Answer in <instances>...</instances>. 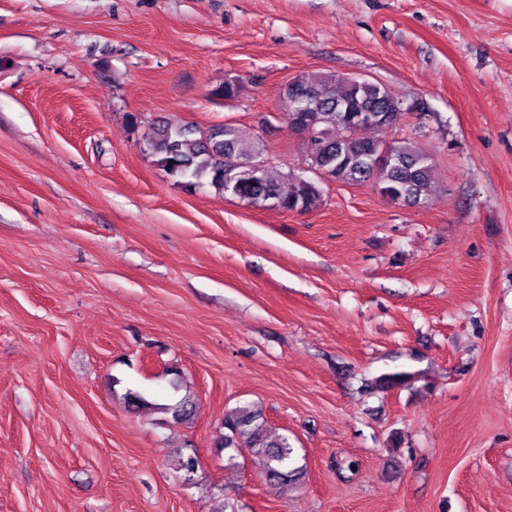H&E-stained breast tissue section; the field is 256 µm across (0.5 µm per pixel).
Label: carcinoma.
I'll return each instance as SVG.
<instances>
[{
  "instance_id": "1",
  "label": "carcinoma",
  "mask_w": 512,
  "mask_h": 512,
  "mask_svg": "<svg viewBox=\"0 0 512 512\" xmlns=\"http://www.w3.org/2000/svg\"><path fill=\"white\" fill-rule=\"evenodd\" d=\"M296 84L309 93L317 106L315 112H305V103L292 93L280 91L284 115L301 113L305 124L313 125L320 136L306 150V163L312 167L332 170L336 181L344 184H370L389 201L406 206L419 205L427 198L435 179L432 157L412 144L399 143L401 161L375 174L370 166L383 145L382 133L397 128L408 114L416 111L414 104L400 105L385 86L376 82L351 84L333 75L308 73L295 78ZM241 83L232 78L213 88L211 95L235 99ZM371 112L380 118L378 124L354 120L341 121V110ZM212 135L173 121L154 120L142 136L143 151L156 158L167 175L184 186H209L218 192H230L236 197L251 198L257 204L271 199L284 212L303 213L322 202L318 182L290 172L273 176L268 165L251 173L229 165L231 161H246L263 150V146L243 137L239 129L224 123L211 127ZM424 379L420 371L398 370L383 374L375 385L383 390L411 386ZM125 397L136 407L151 406L157 412L183 423L194 416V397L186 393L173 403L147 401L140 393L127 390ZM233 462L248 450L257 457L266 482L275 488L297 483L305 478V468L298 464L295 448L286 436H271L261 412L239 408L224 417V437L221 441Z\"/></svg>"
}]
</instances>
